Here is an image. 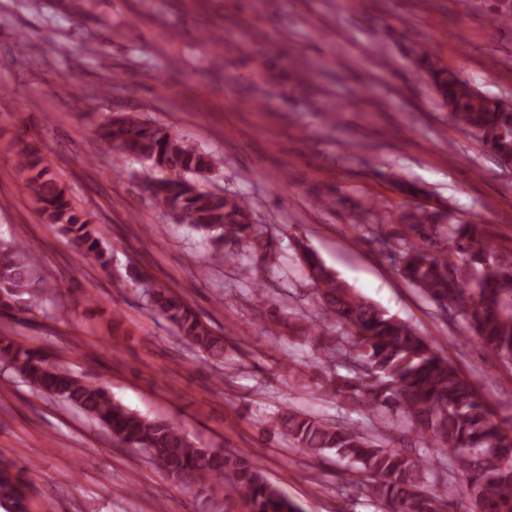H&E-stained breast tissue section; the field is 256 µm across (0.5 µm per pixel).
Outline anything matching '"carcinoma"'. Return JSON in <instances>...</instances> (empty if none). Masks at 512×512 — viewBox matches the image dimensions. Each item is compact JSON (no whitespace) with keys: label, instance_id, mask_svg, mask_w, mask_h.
<instances>
[{"label":"carcinoma","instance_id":"1","mask_svg":"<svg viewBox=\"0 0 512 512\" xmlns=\"http://www.w3.org/2000/svg\"><path fill=\"white\" fill-rule=\"evenodd\" d=\"M512 21V0H492L490 22ZM418 66L450 123L474 135L503 168L512 166V108L473 87L463 74L439 66L425 48L416 51ZM99 137L120 155L134 156L165 177L153 182L150 198L177 212L181 221L202 232L216 251L227 242L275 260V244L254 224L248 201L226 196L192 182L214 170L221 159L170 129L134 114L105 120ZM17 172L38 205L41 218L71 237L80 254L101 266L110 256L87 213L78 206L53 164L24 140L15 142ZM406 201L391 209L378 200L357 207L358 231L398 224L402 233L394 253L398 272L432 302L451 301L449 315L512 366V250H498L484 224L455 220L446 208L416 201L421 190L397 186ZM301 260L311 279L322 320L292 329L320 342L323 358L349 359L350 374L326 378L317 385L324 397L359 400L374 415L386 412L406 421L423 441V450L445 451L467 470L468 496L478 512H512V433L493 417L489 403L444 356L435 352L418 329L365 299L323 264L308 246ZM36 261L18 239L0 241V316L31 312L51 301ZM154 310L192 348L221 361L224 337L215 335L178 294L155 288ZM0 357L42 395L57 397L97 420L112 436L145 452L167 476L200 501L223 493L224 512H299L278 485L270 482L249 456L202 448L183 429L165 418H148L127 409L106 388L85 383L41 350L7 336L0 338ZM276 425L296 446L312 453L333 450L368 475L370 496L383 512H448V496L425 489L422 461L346 425L289 408ZM25 468L0 457V505L7 512H29Z\"/></svg>","mask_w":512,"mask_h":512}]
</instances>
